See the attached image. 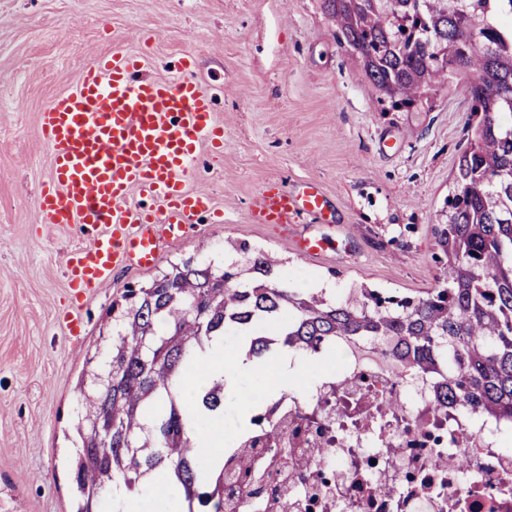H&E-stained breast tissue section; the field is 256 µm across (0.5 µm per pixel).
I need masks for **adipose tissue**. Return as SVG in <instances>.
<instances>
[{
  "label": "adipose tissue",
  "mask_w": 512,
  "mask_h": 512,
  "mask_svg": "<svg viewBox=\"0 0 512 512\" xmlns=\"http://www.w3.org/2000/svg\"><path fill=\"white\" fill-rule=\"evenodd\" d=\"M306 360L284 353L278 359L275 368H267L257 361L248 359L245 353L234 352L220 354L217 348H210L206 354L200 356L194 369L190 371L185 383L186 389H194L208 379L219 377L223 372H230L229 380L237 395L240 406H247L251 399V390L242 385L243 377H261L266 381V393L276 396L282 393L294 392L304 394L311 380L306 369ZM123 512H145L144 503L147 500L162 502L164 512H186V505L174 496L166 487L163 478H154L147 490H120L116 494Z\"/></svg>",
  "instance_id": "ef3b65f1"
}]
</instances>
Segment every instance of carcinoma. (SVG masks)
Returning <instances> with one entry per match:
<instances>
[{
	"label": "carcinoma",
	"mask_w": 512,
	"mask_h": 512,
	"mask_svg": "<svg viewBox=\"0 0 512 512\" xmlns=\"http://www.w3.org/2000/svg\"><path fill=\"white\" fill-rule=\"evenodd\" d=\"M494 0H322L336 21V41L353 51L372 87L394 108L433 90L450 73L470 79V112L457 156L454 191L436 227L434 262L443 283L420 295L387 294L361 283V302L336 300L297 288L282 262L245 242L230 244L246 263L171 265L149 284L127 288L112 304V332L88 359L78 381L72 512H121L108 493L132 490L159 475L188 504V512H224V470L253 492L263 490L266 468L283 473L278 494L265 506L288 508V469L280 456L288 419L245 441L237 452L200 476L193 434L224 417L235 399L224 377L222 396L188 399L181 384L199 355L224 340V319L243 322L235 338L251 359L272 345L257 333L308 357H320L324 338L387 336L399 339L407 370L438 362L448 374V401L463 413L479 409L512 418V26L503 27Z\"/></svg>",
	"instance_id": "carcinoma-1"
}]
</instances>
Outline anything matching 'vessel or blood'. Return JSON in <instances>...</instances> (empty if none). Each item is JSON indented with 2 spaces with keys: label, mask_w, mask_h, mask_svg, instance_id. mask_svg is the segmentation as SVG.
<instances>
[{
  "label": "vessel or blood",
  "mask_w": 512,
  "mask_h": 512,
  "mask_svg": "<svg viewBox=\"0 0 512 512\" xmlns=\"http://www.w3.org/2000/svg\"><path fill=\"white\" fill-rule=\"evenodd\" d=\"M193 66L186 54L181 77L149 80L139 55L114 52L87 65L77 86L42 110L52 165L37 201L41 221L80 224L94 234L91 247L66 256L69 286L78 296L101 288L120 266H152L163 236L213 215L210 198L185 182L202 143L224 147L213 97ZM135 190L159 208L130 204ZM255 211L270 224H305L326 218L327 199L311 181L267 186Z\"/></svg>",
  "instance_id": "1"
}]
</instances>
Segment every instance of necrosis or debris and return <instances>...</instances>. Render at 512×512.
Segmentation results:
<instances>
[{
	"label": "necrosis or debris",
	"instance_id": "obj_1",
	"mask_svg": "<svg viewBox=\"0 0 512 512\" xmlns=\"http://www.w3.org/2000/svg\"><path fill=\"white\" fill-rule=\"evenodd\" d=\"M331 347L340 365L287 403L286 453L323 451L295 473L289 512H512V450L499 441L505 419L459 418L438 368H398L368 337Z\"/></svg>",
	"mask_w": 512,
	"mask_h": 512
}]
</instances>
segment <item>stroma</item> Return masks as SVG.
Here are the masks:
<instances>
[{"label": "stroma", "mask_w": 512, "mask_h": 512, "mask_svg": "<svg viewBox=\"0 0 512 512\" xmlns=\"http://www.w3.org/2000/svg\"><path fill=\"white\" fill-rule=\"evenodd\" d=\"M115 50L143 55L145 76L167 80L195 53L197 77L217 87L224 151H201L187 184L219 218L78 303L65 257L92 236L39 221L51 170L39 115ZM471 120L466 80L454 74L409 111L390 110L338 47L321 0H0V512H71L76 386L128 286L187 258L223 261L241 241L336 299L361 282L406 294L441 284L435 228ZM303 181L323 186L329 208L306 229L348 240L306 259L296 247L305 228L255 219L265 185ZM75 306L78 336L63 320Z\"/></svg>", "instance_id": "stroma-1"}]
</instances>
